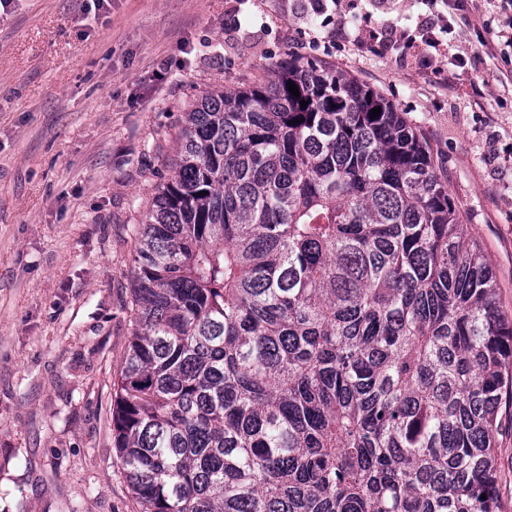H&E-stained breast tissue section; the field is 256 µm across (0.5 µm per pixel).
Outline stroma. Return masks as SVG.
Segmentation results:
<instances>
[{
    "label": "stroma",
    "mask_w": 512,
    "mask_h": 512,
    "mask_svg": "<svg viewBox=\"0 0 512 512\" xmlns=\"http://www.w3.org/2000/svg\"><path fill=\"white\" fill-rule=\"evenodd\" d=\"M420 0H0V512H139L112 446L134 230L204 95L298 56L389 99L430 145L512 318V48L489 5L438 43ZM394 22L404 52L361 48ZM348 35L334 38L338 24ZM467 49L465 64L448 59ZM512 512V398L495 435Z\"/></svg>",
    "instance_id": "1"
}]
</instances>
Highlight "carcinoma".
<instances>
[{"mask_svg":"<svg viewBox=\"0 0 512 512\" xmlns=\"http://www.w3.org/2000/svg\"><path fill=\"white\" fill-rule=\"evenodd\" d=\"M135 239L112 447L140 512H500L512 320L378 92L290 61L201 97Z\"/></svg>","mask_w":512,"mask_h":512,"instance_id":"cac0c4a2","label":"carcinoma"}]
</instances>
